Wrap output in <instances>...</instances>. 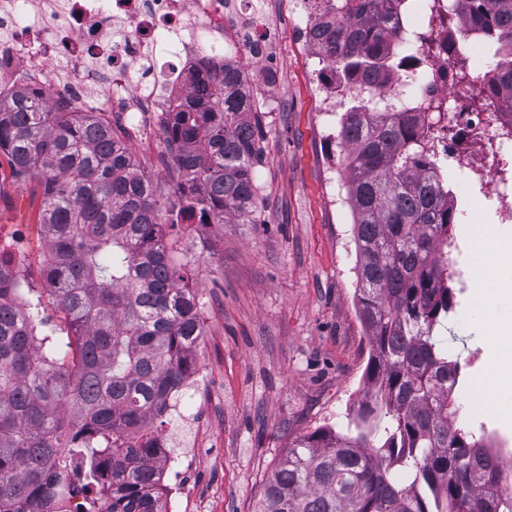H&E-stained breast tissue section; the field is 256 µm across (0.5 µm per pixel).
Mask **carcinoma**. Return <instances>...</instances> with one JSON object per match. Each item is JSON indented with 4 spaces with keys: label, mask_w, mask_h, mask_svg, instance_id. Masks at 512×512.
I'll list each match as a JSON object with an SVG mask.
<instances>
[{
    "label": "carcinoma",
    "mask_w": 512,
    "mask_h": 512,
    "mask_svg": "<svg viewBox=\"0 0 512 512\" xmlns=\"http://www.w3.org/2000/svg\"><path fill=\"white\" fill-rule=\"evenodd\" d=\"M312 37L355 100L334 142L348 175L355 301L369 341L354 431L295 440L258 512H512L486 430L455 422L461 367L433 336L456 305L457 204L429 173L419 112H380L391 55L388 0H321ZM486 56L481 112L512 93V0H461ZM173 112L163 134L177 179L134 163L92 112H60L28 89L0 93V154L40 178L51 260L42 292L0 255V512H164L158 438L168 402L196 372L203 333L198 258L171 235L188 214L247 218L262 154L260 116L226 65ZM58 314L53 322L47 309Z\"/></svg>",
    "instance_id": "obj_1"
}]
</instances>
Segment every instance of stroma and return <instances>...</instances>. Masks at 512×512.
<instances>
[{"label":"stroma","mask_w":512,"mask_h":512,"mask_svg":"<svg viewBox=\"0 0 512 512\" xmlns=\"http://www.w3.org/2000/svg\"><path fill=\"white\" fill-rule=\"evenodd\" d=\"M284 33L277 99L261 103L263 157L255 171L257 208L204 231L210 241L193 282L203 304L204 334L196 368L206 382L186 394L182 414L166 428L171 455L194 448L185 478L184 512H255L265 481L301 436L321 428L347 431L364 398L369 347L354 291L357 261L350 205L331 206V182L346 173L334 143L336 130L319 110L318 62L294 39L290 0H266ZM152 135L132 134L122 113L112 127L131 156L168 180L160 113H150ZM459 207L472 214L453 228L452 256L464 290L449 325L466 337L461 375H512V224L500 225L499 246L483 253L489 273L481 296L472 288L470 247L489 216L462 182L453 183ZM42 189L18 180L0 155V251L29 272L43 290L45 254L39 223ZM497 408H479L474 387L456 395L458 425L512 438V396Z\"/></svg>","instance_id":"obj_1"}]
</instances>
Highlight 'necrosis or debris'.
<instances>
[{"instance_id": "obj_1", "label": "necrosis or debris", "mask_w": 512, "mask_h": 512, "mask_svg": "<svg viewBox=\"0 0 512 512\" xmlns=\"http://www.w3.org/2000/svg\"><path fill=\"white\" fill-rule=\"evenodd\" d=\"M392 44L405 66L382 88L391 111L437 113L468 135L431 140L437 171L467 180L499 223L512 222V98L464 112L456 71L478 41L448 0H395ZM282 39L265 0H0V86H24L65 112H122L141 132L204 78L197 62H228L249 89L277 66Z\"/></svg>"}]
</instances>
